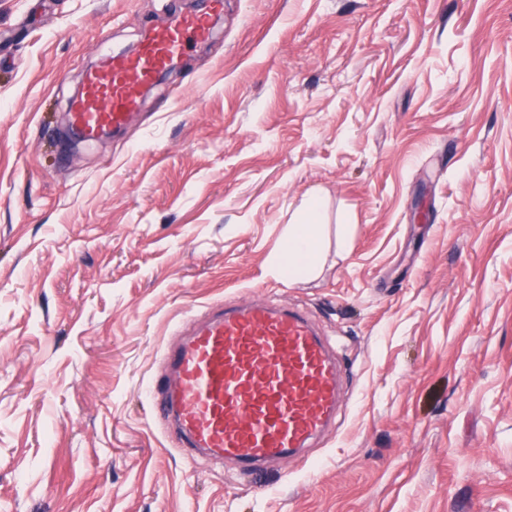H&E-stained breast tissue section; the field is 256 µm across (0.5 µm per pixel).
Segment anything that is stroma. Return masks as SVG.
I'll return each mask as SVG.
<instances>
[{
	"instance_id": "obj_1",
	"label": "stroma",
	"mask_w": 512,
	"mask_h": 512,
	"mask_svg": "<svg viewBox=\"0 0 512 512\" xmlns=\"http://www.w3.org/2000/svg\"><path fill=\"white\" fill-rule=\"evenodd\" d=\"M199 5L0 0V512H512V0H224L75 143L98 48ZM314 193L318 266L281 279ZM257 297L307 312L341 405L244 472L153 392L187 320Z\"/></svg>"
}]
</instances>
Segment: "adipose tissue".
I'll list each match as a JSON object with an SVG mask.
<instances>
[{
  "label": "adipose tissue",
  "mask_w": 512,
  "mask_h": 512,
  "mask_svg": "<svg viewBox=\"0 0 512 512\" xmlns=\"http://www.w3.org/2000/svg\"><path fill=\"white\" fill-rule=\"evenodd\" d=\"M322 212L320 198L312 197L302 209L297 222L288 226L285 245L276 262V271L281 278L290 281L316 269Z\"/></svg>",
  "instance_id": "adipose-tissue-1"
}]
</instances>
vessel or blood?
I'll use <instances>...</instances> for the list:
<instances>
[{"instance_id":"1","label":"vessel or blood","mask_w":512,"mask_h":512,"mask_svg":"<svg viewBox=\"0 0 512 512\" xmlns=\"http://www.w3.org/2000/svg\"><path fill=\"white\" fill-rule=\"evenodd\" d=\"M224 0L150 28L133 55L104 49L68 114L73 136L109 138L132 120L142 88L205 41ZM154 406L178 446L250 471L295 455L336 415L340 364L310 319L256 299L211 307L165 351Z\"/></svg>"}]
</instances>
